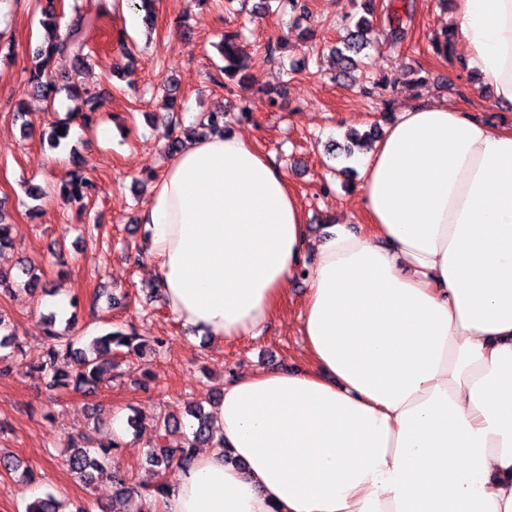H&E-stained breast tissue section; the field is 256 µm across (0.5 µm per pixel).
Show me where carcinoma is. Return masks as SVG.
Instances as JSON below:
<instances>
[{"label": "carcinoma", "instance_id": "obj_1", "mask_svg": "<svg viewBox=\"0 0 512 512\" xmlns=\"http://www.w3.org/2000/svg\"><path fill=\"white\" fill-rule=\"evenodd\" d=\"M362 7L365 16L358 19L354 27L346 29V35L334 49L338 73L343 75L364 65L359 55L365 49L374 46L378 39V30L373 25V17L377 10L376 0H363ZM96 21L97 18L90 14L79 15L64 35L56 32L51 34L48 40L37 46L33 52L29 77L31 87L51 104L55 103L63 92L70 100L77 102V106L68 112L67 120H60L51 126L49 139L54 145L65 138V135L58 133V129L69 131L70 120L76 118L86 125L91 124L93 114L101 107L100 93L75 84L60 86L51 75V67L58 56L71 55L81 64L86 62L87 32L95 27ZM223 52L224 66L219 68V73L213 75L211 80L230 92L238 72L243 69V49L238 43V34H224ZM89 188L90 183L87 179L75 171L63 187L61 196L69 204L81 209ZM55 320L56 314H50L48 342L38 359L30 365L32 371L43 379L50 390L67 387L76 390L94 389L102 380V376L112 370V347H125L128 351L136 353L142 350L146 342V339L133 328L127 333L115 331L96 336L87 346L82 347L81 337L56 331ZM216 400L217 397L208 394L188 406L185 414L194 420V423L189 425L188 432L183 430L182 419L174 414L155 421V445L150 447L147 461L157 468V484L151 491L143 494L127 478L118 474L113 475L116 490L112 512H127V504L135 497L141 500L137 512H158L161 501L167 497L171 489L166 479L168 472H177L188 466L197 448L221 444V440L216 438L212 430V416L206 411V407ZM69 443L70 450L64 464L87 485L112 467V450L121 447V441L116 436L94 450L79 445L74 437L70 438ZM25 512H62L61 502L53 494L48 493L29 502Z\"/></svg>", "mask_w": 512, "mask_h": 512}]
</instances>
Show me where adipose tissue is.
Listing matches in <instances>:
<instances>
[{
  "mask_svg": "<svg viewBox=\"0 0 512 512\" xmlns=\"http://www.w3.org/2000/svg\"><path fill=\"white\" fill-rule=\"evenodd\" d=\"M461 60L512 107V0H454ZM359 231L318 245L234 129L186 141L139 214L177 320L259 336L308 252L307 365L224 387L222 447L162 512H512V126L402 107L360 163Z\"/></svg>",
  "mask_w": 512,
  "mask_h": 512,
  "instance_id": "adipose-tissue-1",
  "label": "adipose tissue"
}]
</instances>
